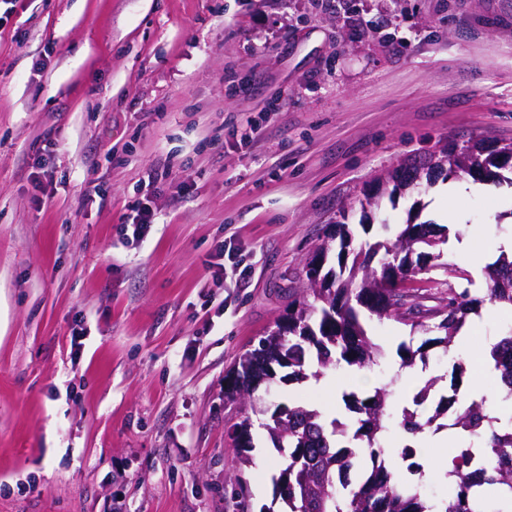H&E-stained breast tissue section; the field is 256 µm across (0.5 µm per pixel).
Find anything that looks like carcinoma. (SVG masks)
I'll use <instances>...</instances> for the list:
<instances>
[{
	"label": "carcinoma",
	"instance_id": "1",
	"mask_svg": "<svg viewBox=\"0 0 512 512\" xmlns=\"http://www.w3.org/2000/svg\"><path fill=\"white\" fill-rule=\"evenodd\" d=\"M473 151L482 165L469 174L491 173L495 153L486 150L482 140L475 142ZM380 230L375 239L357 243L350 225H332L320 250L336 251V265L319 274L321 287H309L305 295L290 301L288 322L277 323L280 332L259 338L224 378V402L238 405L239 415L228 429L239 471L232 493L241 508L250 507L251 494L241 471L253 463L255 430L260 429L285 457L282 468L271 476V504L260 512H275L277 504L282 512H295L303 495L321 503L319 512H512V413L503 427L500 418L487 413L486 398L459 396L463 385H472L469 366L460 356L448 358L452 395L441 396L431 414L419 406L435 387V377L416 394L414 410H392L395 377L371 395L344 396L346 409L356 415L350 437L346 424L326 420L317 409L257 403L255 393L277 382L316 379L327 368L380 366L386 354L369 334L364 310L429 334L415 349L404 342L398 346L400 366L412 368L418 362L428 364L434 348L450 353L469 316L487 299L500 304L509 321L490 355L493 376L512 396V254L502 252L482 269L485 296H478L475 279L464 275L466 286L448 285L442 303L428 307L423 304L425 295L407 283L421 272L448 267L439 248L440 229L435 224H406L393 239L386 236L388 225H380ZM281 413L288 414L286 430L275 421ZM445 428L460 433L461 443L456 454L438 463L444 470L438 478L444 496L430 502L422 498L423 482L393 479L382 456L400 430L422 438ZM345 436L349 445H339ZM419 454L420 449L409 444L401 448L411 475L423 473V465L415 461ZM356 469L359 476L353 481L350 475Z\"/></svg>",
	"mask_w": 512,
	"mask_h": 512
}]
</instances>
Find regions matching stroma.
Segmentation results:
<instances>
[{
    "label": "stroma",
    "instance_id": "obj_1",
    "mask_svg": "<svg viewBox=\"0 0 512 512\" xmlns=\"http://www.w3.org/2000/svg\"><path fill=\"white\" fill-rule=\"evenodd\" d=\"M480 139L512 144V0H0V512H239V472L270 503L282 458L260 432L238 469L225 373L328 225L453 208L493 240L510 168L380 186ZM224 240L245 285L213 283ZM347 378L270 398L343 418ZM132 209H135V214L131 218L132 222L126 223L125 226L127 228L132 227L133 235L144 237L150 232L152 224H156L155 213L142 203L137 204Z\"/></svg>",
    "mask_w": 512,
    "mask_h": 512
}]
</instances>
